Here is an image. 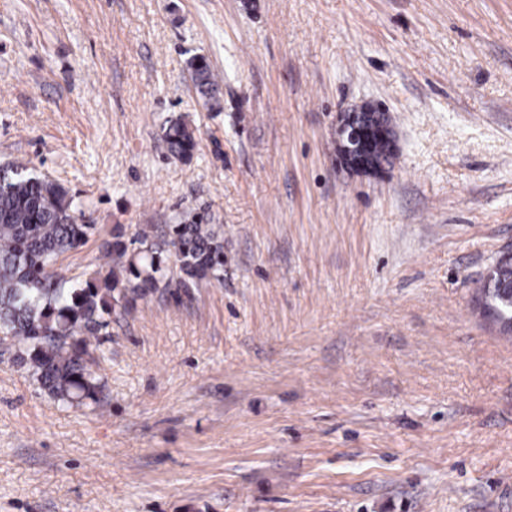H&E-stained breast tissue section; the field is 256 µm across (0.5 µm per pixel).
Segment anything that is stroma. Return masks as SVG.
Segmentation results:
<instances>
[{
    "label": "stroma",
    "instance_id": "obj_1",
    "mask_svg": "<svg viewBox=\"0 0 512 512\" xmlns=\"http://www.w3.org/2000/svg\"><path fill=\"white\" fill-rule=\"evenodd\" d=\"M378 101L393 165L346 172L338 116ZM7 163L98 225L71 274L203 209L224 280L116 311L99 404L0 357V512H512L477 293L512 249V0H0ZM195 76L196 92L206 104L213 106L219 101V80L206 57L195 56L190 61ZM164 140L169 153L176 158L191 157L198 147L193 131L180 120L169 122L164 129Z\"/></svg>",
    "mask_w": 512,
    "mask_h": 512
}]
</instances>
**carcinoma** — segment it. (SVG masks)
Returning <instances> with one entry per match:
<instances>
[{
	"label": "carcinoma",
	"mask_w": 512,
	"mask_h": 512,
	"mask_svg": "<svg viewBox=\"0 0 512 512\" xmlns=\"http://www.w3.org/2000/svg\"><path fill=\"white\" fill-rule=\"evenodd\" d=\"M190 66L199 98L218 103L219 80L207 58L195 56ZM164 140L176 158L198 147L179 120L169 122ZM96 231L63 185L24 166L0 167V352L13 354L46 394L77 407L99 401L103 384L93 366L105 358L115 308L224 280V225L204 212L138 228L128 240L116 224L95 276L59 270L58 259ZM478 292L484 312L511 333L512 261L498 262Z\"/></svg>",
	"instance_id": "carcinoma-1"
}]
</instances>
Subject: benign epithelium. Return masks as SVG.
<instances>
[{"mask_svg":"<svg viewBox=\"0 0 512 512\" xmlns=\"http://www.w3.org/2000/svg\"><path fill=\"white\" fill-rule=\"evenodd\" d=\"M385 106L367 103L355 112L340 114L336 128L340 166L353 173L378 175L385 169L382 158L395 149L393 132L379 126L371 132L360 120L361 113L382 111Z\"/></svg>","mask_w":512,"mask_h":512,"instance_id":"obj_1","label":"benign epithelium"}]
</instances>
